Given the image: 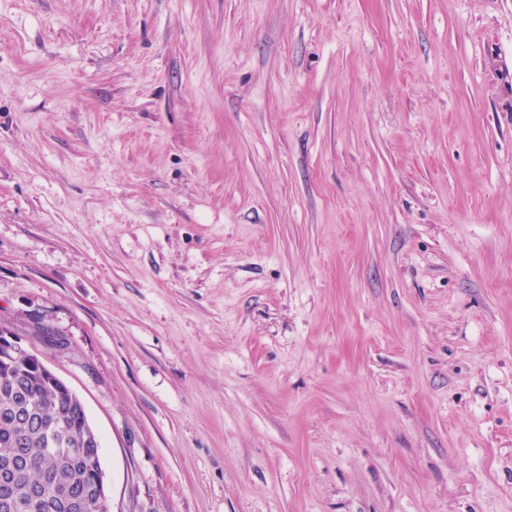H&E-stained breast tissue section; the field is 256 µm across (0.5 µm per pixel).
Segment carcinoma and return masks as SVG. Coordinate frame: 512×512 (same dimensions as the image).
I'll use <instances>...</instances> for the list:
<instances>
[{
  "mask_svg": "<svg viewBox=\"0 0 512 512\" xmlns=\"http://www.w3.org/2000/svg\"><path fill=\"white\" fill-rule=\"evenodd\" d=\"M0 364V512H109L92 493L101 465L98 434L77 427L81 403L30 364Z\"/></svg>",
  "mask_w": 512,
  "mask_h": 512,
  "instance_id": "carcinoma-1",
  "label": "carcinoma"
}]
</instances>
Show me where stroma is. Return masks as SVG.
Segmentation results:
<instances>
[{
  "label": "stroma",
  "instance_id": "1",
  "mask_svg": "<svg viewBox=\"0 0 512 512\" xmlns=\"http://www.w3.org/2000/svg\"><path fill=\"white\" fill-rule=\"evenodd\" d=\"M0 329L112 512H512V0H0Z\"/></svg>",
  "mask_w": 512,
  "mask_h": 512
}]
</instances>
